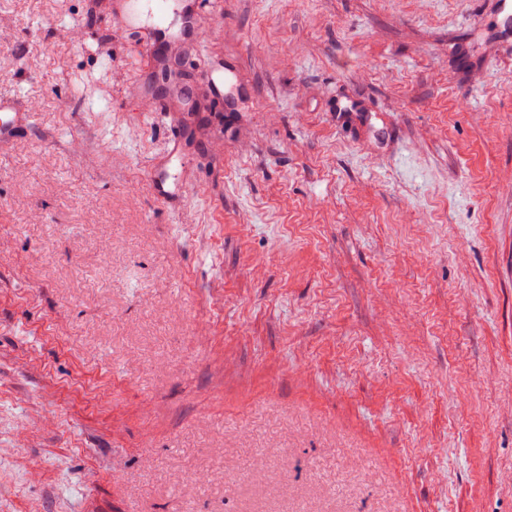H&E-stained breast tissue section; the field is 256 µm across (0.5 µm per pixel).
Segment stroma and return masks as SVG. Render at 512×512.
<instances>
[{
    "mask_svg": "<svg viewBox=\"0 0 512 512\" xmlns=\"http://www.w3.org/2000/svg\"><path fill=\"white\" fill-rule=\"evenodd\" d=\"M493 3L202 0L177 112L145 16L0 0V512H512ZM12 101L0 97V144L14 139L21 127L32 120L31 112H6L12 110Z\"/></svg>",
    "mask_w": 512,
    "mask_h": 512,
    "instance_id": "stroma-1",
    "label": "stroma"
}]
</instances>
